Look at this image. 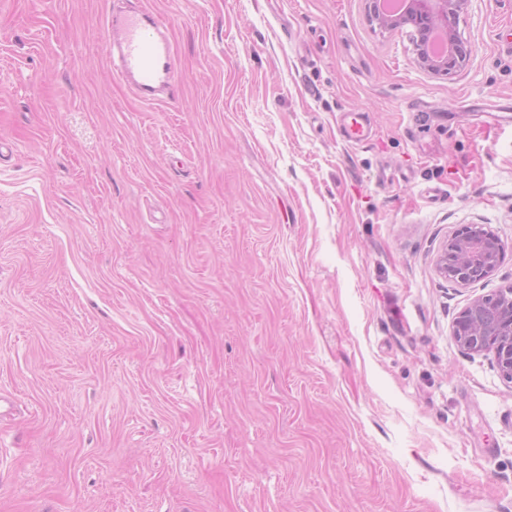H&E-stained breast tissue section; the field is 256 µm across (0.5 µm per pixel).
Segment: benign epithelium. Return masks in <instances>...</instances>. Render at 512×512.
Segmentation results:
<instances>
[{
  "label": "benign epithelium",
  "instance_id": "benign-epithelium-1",
  "mask_svg": "<svg viewBox=\"0 0 512 512\" xmlns=\"http://www.w3.org/2000/svg\"><path fill=\"white\" fill-rule=\"evenodd\" d=\"M470 0H408L406 12L391 15L384 12L378 0H369L371 17L385 30L411 26L420 65L433 74H448L463 66L467 52L462 49L453 23L468 7ZM446 51L431 53V34L441 23ZM506 247L484 224H464L442 245L439 271L450 282L467 286L494 273ZM452 336L469 355L493 353L499 373L512 381V286L473 299L452 322Z\"/></svg>",
  "mask_w": 512,
  "mask_h": 512
}]
</instances>
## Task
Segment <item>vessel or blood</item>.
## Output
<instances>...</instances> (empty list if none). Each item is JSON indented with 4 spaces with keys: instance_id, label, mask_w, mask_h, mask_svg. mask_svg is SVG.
<instances>
[{
    "instance_id": "vessel-or-blood-1",
    "label": "vessel or blood",
    "mask_w": 512,
    "mask_h": 512,
    "mask_svg": "<svg viewBox=\"0 0 512 512\" xmlns=\"http://www.w3.org/2000/svg\"><path fill=\"white\" fill-rule=\"evenodd\" d=\"M106 29L113 69L139 99L156 100L175 86L174 52L156 14L138 7L107 18Z\"/></svg>"
}]
</instances>
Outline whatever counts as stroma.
I'll return each instance as SVG.
<instances>
[{"instance_id": "1", "label": "stroma", "mask_w": 512, "mask_h": 512, "mask_svg": "<svg viewBox=\"0 0 512 512\" xmlns=\"http://www.w3.org/2000/svg\"><path fill=\"white\" fill-rule=\"evenodd\" d=\"M178 82L138 100L107 15ZM419 67L365 0H0V512H512V0ZM346 112L372 139L347 143ZM463 224L507 245L443 278ZM107 55L137 97L153 101L178 80L174 52L160 18L140 7L106 20ZM506 247L485 224H464L442 245L439 271L450 282L467 286L494 273ZM452 336L469 355L492 352L499 373L512 381V286L473 299L452 322Z\"/></svg>"}]
</instances>
